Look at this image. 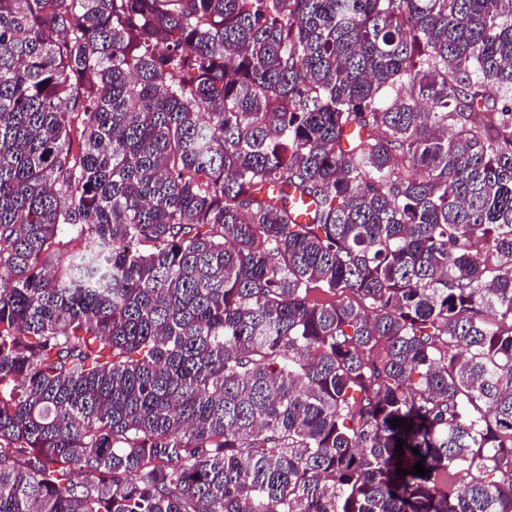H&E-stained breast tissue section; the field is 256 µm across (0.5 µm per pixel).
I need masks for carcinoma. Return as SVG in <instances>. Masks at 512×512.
<instances>
[{
    "label": "carcinoma",
    "instance_id": "obj_1",
    "mask_svg": "<svg viewBox=\"0 0 512 512\" xmlns=\"http://www.w3.org/2000/svg\"><path fill=\"white\" fill-rule=\"evenodd\" d=\"M0 512H512V0H0Z\"/></svg>",
    "mask_w": 512,
    "mask_h": 512
}]
</instances>
